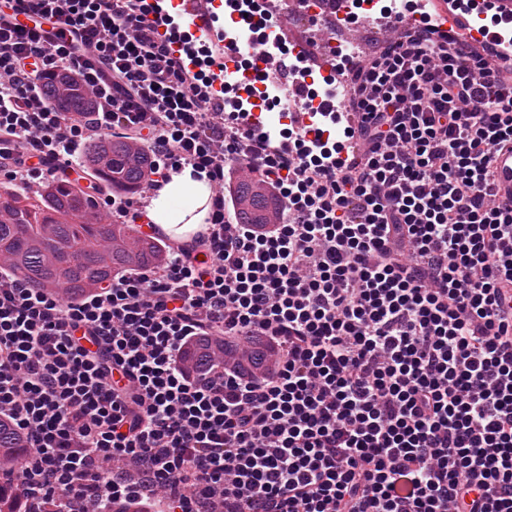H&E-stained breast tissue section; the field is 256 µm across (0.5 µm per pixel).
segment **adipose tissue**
Listing matches in <instances>:
<instances>
[{"instance_id":"obj_1","label":"adipose tissue","mask_w":512,"mask_h":512,"mask_svg":"<svg viewBox=\"0 0 512 512\" xmlns=\"http://www.w3.org/2000/svg\"><path fill=\"white\" fill-rule=\"evenodd\" d=\"M210 187L207 180L194 178L191 168L172 175L147 208V217L157 229L178 241L190 240L200 228L201 216H190V207L207 205Z\"/></svg>"}]
</instances>
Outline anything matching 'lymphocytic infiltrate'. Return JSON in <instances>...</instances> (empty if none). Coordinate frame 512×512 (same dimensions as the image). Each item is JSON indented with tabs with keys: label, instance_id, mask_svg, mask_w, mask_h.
<instances>
[{
	"label": "lymphocytic infiltrate",
	"instance_id": "1",
	"mask_svg": "<svg viewBox=\"0 0 512 512\" xmlns=\"http://www.w3.org/2000/svg\"><path fill=\"white\" fill-rule=\"evenodd\" d=\"M421 11L351 82L341 113L270 132L244 85L216 111L209 43L173 52L138 0H0V184L69 176L94 140L145 153L141 220L170 172L212 189L209 218L161 266L78 300L0 262V416L28 442L18 489L43 512L158 496L170 512H512V205L492 154L512 145L504 46L462 29L491 0ZM29 26H21L19 16ZM65 18L68 38L56 33ZM68 82L85 109L50 100ZM265 184L273 224L237 217L234 172ZM196 336L255 340L265 371L182 363ZM133 465V483L113 462Z\"/></svg>",
	"mask_w": 512,
	"mask_h": 512
}]
</instances>
